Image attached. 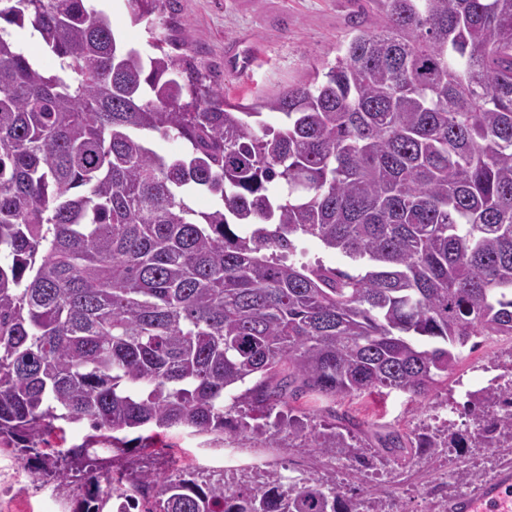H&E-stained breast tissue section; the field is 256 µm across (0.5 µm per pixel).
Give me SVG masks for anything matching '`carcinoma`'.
Instances as JSON below:
<instances>
[{
    "label": "carcinoma",
    "mask_w": 512,
    "mask_h": 512,
    "mask_svg": "<svg viewBox=\"0 0 512 512\" xmlns=\"http://www.w3.org/2000/svg\"><path fill=\"white\" fill-rule=\"evenodd\" d=\"M130 2L159 55L88 0H0L57 60L40 69L0 26V444H61L56 422L88 421L84 443L40 453L60 480L102 471L84 512L149 490L146 512H394L276 466L131 481L110 452L124 430L181 427L346 458L357 420L317 431L289 401L424 398L473 338L512 336V0H378L376 30L251 107L164 50L158 0ZM197 190L215 206H190ZM298 236L363 270L290 260ZM466 398L477 447L512 442L511 388ZM442 433L391 431L386 450L426 462Z\"/></svg>",
    "instance_id": "cac0c4a2"
}]
</instances>
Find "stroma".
Masks as SVG:
<instances>
[{
    "mask_svg": "<svg viewBox=\"0 0 512 512\" xmlns=\"http://www.w3.org/2000/svg\"><path fill=\"white\" fill-rule=\"evenodd\" d=\"M97 6L127 42L150 53V37L144 25L132 24L128 0H98ZM378 15L375 0H165L160 13L173 23L183 41L182 53L193 57L208 83L245 104L261 102L312 74L322 61L334 60L340 44L375 28ZM473 363L500 373L512 365V338H478L473 351L449 373L448 383L424 398L393 392L379 399L360 397L338 403L309 396L294 401V408L314 410L321 420L334 412L361 423L355 442L358 458L345 460L331 471L325 468L324 458L311 456L297 439L285 438L280 447L267 448L258 440L239 438L234 442L236 460L231 463L222 442L181 428L169 430L154 447L144 450L131 442L121 463L131 470L160 473L185 466L202 476L229 478L253 476L271 465L296 464L315 476L331 477L339 489L358 481L370 489L386 490L405 512H424L440 497L458 493L454 484L440 480L441 472L453 473L465 466L489 477L512 464V449L507 448L491 455L474 447L447 448L428 463L405 467L383 463L378 456L387 432L421 430L426 416L435 413L446 396L456 394L455 380L466 376ZM37 464L34 454L0 450V468L19 469L23 495L36 501L35 512H74L85 490L83 482L33 478Z\"/></svg>",
    "mask_w": 512,
    "mask_h": 512,
    "instance_id": "35a3bbf8",
    "label": "stroma"
}]
</instances>
